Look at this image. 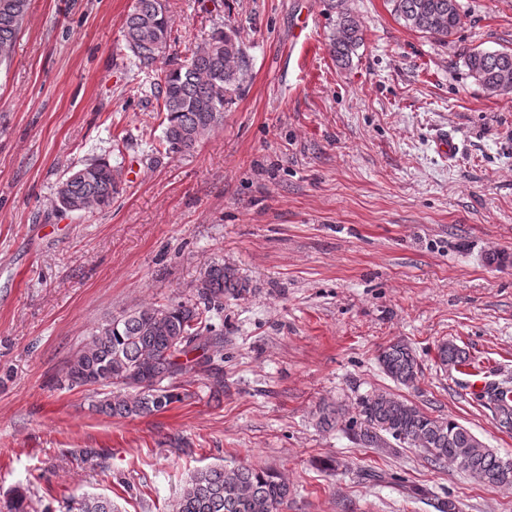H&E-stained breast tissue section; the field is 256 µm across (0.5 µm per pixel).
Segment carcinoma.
<instances>
[{
  "mask_svg": "<svg viewBox=\"0 0 512 512\" xmlns=\"http://www.w3.org/2000/svg\"><path fill=\"white\" fill-rule=\"evenodd\" d=\"M391 14L404 27L439 41H448L461 23L458 0H387ZM30 0H0V63L11 60ZM337 10L329 51L340 65L352 61L363 43L360 21L343 0ZM124 38L136 67L151 68L167 48L172 35L168 6L159 0H134L124 22ZM463 64L474 81L492 94L512 93V49L473 50ZM248 62L243 41L234 27H215L208 38L184 48L157 70L150 89L164 114L162 144L173 154L193 151L224 122L226 107L247 82ZM120 171L104 160L71 166L56 188L57 206L71 213L104 211L119 194ZM191 298L150 304L113 317L98 326L70 356L65 377L71 387L107 389L95 404L97 411L117 418L146 416L194 396L185 376L203 364L224 361V337L214 320L224 312V300L250 292L237 270L213 262L200 272ZM440 365L455 370L470 365L464 349L453 342L438 348ZM382 371L408 388L416 385L420 367L412 349L401 341L382 347L376 356ZM488 401L499 411V425L512 429V387L508 383L487 389ZM359 419L350 422L355 439L376 447L393 439L399 446L419 448L427 461L444 466L460 455V470L489 487L512 486V464L481 444L457 421L433 416L411 402L386 391L360 399ZM340 412L325 405L317 424L336 427ZM290 486L274 469L205 466L183 481L169 512H280L288 502ZM65 512H117L105 495L84 494L65 502Z\"/></svg>",
  "mask_w": 512,
  "mask_h": 512,
  "instance_id": "1",
  "label": "carcinoma"
}]
</instances>
